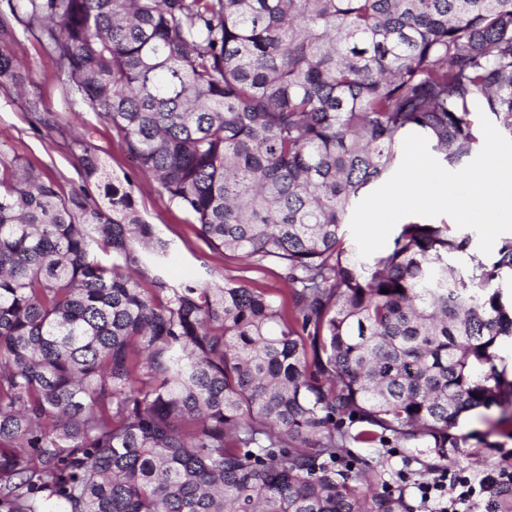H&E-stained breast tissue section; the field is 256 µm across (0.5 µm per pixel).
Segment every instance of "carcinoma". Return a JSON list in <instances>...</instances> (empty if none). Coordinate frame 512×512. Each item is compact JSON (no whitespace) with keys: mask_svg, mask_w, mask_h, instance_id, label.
<instances>
[{"mask_svg":"<svg viewBox=\"0 0 512 512\" xmlns=\"http://www.w3.org/2000/svg\"><path fill=\"white\" fill-rule=\"evenodd\" d=\"M7 5L0 88L14 19L211 248L280 263L288 304L169 280L172 242L80 139L101 202L3 165L0 512H410L337 449L445 457L468 413L512 406V238L459 269L453 224L366 258L345 224L405 136L452 166L478 111L512 136V0Z\"/></svg>","mask_w":512,"mask_h":512,"instance_id":"obj_1","label":"carcinoma"}]
</instances>
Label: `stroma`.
<instances>
[{"instance_id":"stroma-1","label":"stroma","mask_w":512,"mask_h":512,"mask_svg":"<svg viewBox=\"0 0 512 512\" xmlns=\"http://www.w3.org/2000/svg\"><path fill=\"white\" fill-rule=\"evenodd\" d=\"M17 58L25 82L24 92L0 89V154L5 159L29 162L44 180L56 183L64 192L81 188L96 194L95 186L85 185L78 154L71 146L74 136H82L89 149L100 156L117 176L134 179L135 206L145 221L158 225L174 243L166 263L170 280L213 273L221 281H239L265 290L283 299L288 286L277 262L267 259L254 265L212 249L199 233L193 217L171 204L153 181L139 177L135 162L126 153L120 136L111 125L94 113L81 109L62 89V77L53 59L23 29H16L9 45ZM37 110H30V101ZM52 115L56 128H47L36 120L37 114ZM470 440L466 447L449 449L447 458H439L429 448H381L355 446L348 453L364 465L382 472L385 480H398L400 472L412 471L414 477L430 479L433 472L465 471L478 476L500 466L512 467V437L493 430L477 412L469 413L460 424Z\"/></svg>"}]
</instances>
